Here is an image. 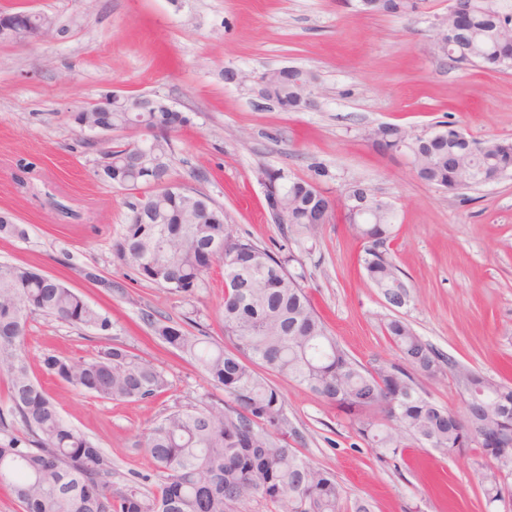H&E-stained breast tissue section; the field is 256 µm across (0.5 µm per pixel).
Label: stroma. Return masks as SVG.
<instances>
[{
    "mask_svg": "<svg viewBox=\"0 0 512 512\" xmlns=\"http://www.w3.org/2000/svg\"><path fill=\"white\" fill-rule=\"evenodd\" d=\"M33 9L63 26L41 41L0 40V212L27 230L0 237V263L62 279L112 319V337L39 314L22 341L32 370L43 354L89 359L113 341L163 368L170 387L146 402L103 400L42 378L64 419L112 458V482L154 466L139 441L171 410L223 397L189 357L153 339L143 313L177 321L223 343L224 266L214 263L189 294L141 281L113 257L136 194L97 176L107 142L83 133L73 112L107 94L157 93L188 116L171 135L177 184L223 207L237 235L273 253L292 252L302 286L332 336L365 366L395 363L384 331L399 318L458 367L512 383V171L450 192L421 183L400 157L376 151L369 132L393 124L430 134L453 126L484 141H512V69L453 67L436 53L448 0H424L411 18L360 13L356 0H0V11ZM298 66L318 77L319 106L285 112L224 83L221 72ZM313 182L339 197L361 182L391 203L398 231L388 252L409 284L391 308L365 278L363 243L343 221L316 239L282 235L270 216L260 168ZM324 175H316V168ZM124 284L107 295L83 271ZM417 382L439 406L463 414L456 370ZM271 381L285 427L302 435L300 456L333 471L345 502L371 512H512L487 503L478 446L445 454L407 441L404 455L371 448L350 418L304 385Z\"/></svg>",
    "mask_w": 512,
    "mask_h": 512,
    "instance_id": "35a3bbf8",
    "label": "stroma"
}]
</instances>
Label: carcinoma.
Instances as JSON below:
<instances>
[{
  "label": "carcinoma",
  "mask_w": 512,
  "mask_h": 512,
  "mask_svg": "<svg viewBox=\"0 0 512 512\" xmlns=\"http://www.w3.org/2000/svg\"><path fill=\"white\" fill-rule=\"evenodd\" d=\"M371 15L410 17L423 0H358ZM464 34L439 52L457 66L479 64L490 70L512 69V0H464ZM307 70L265 78L263 97L285 112L300 111L296 80ZM139 121L152 134L151 155L134 142L118 143L104 152L106 181L124 189L146 186L151 192L130 204L115 258L141 280L170 293L198 287L212 263H224L225 348L208 336L195 335L145 313L142 319L168 348L195 360L207 380L224 390V398L208 399L191 408H177L145 432L141 446L152 459L158 484L144 492L149 476L135 474L131 484L113 487L112 458L66 422L56 404L33 377L21 342L30 316L41 314L99 335H112V320L60 280L29 268L0 263V370L9 381L7 411H0V485L10 487L24 512H238L257 498L278 512H370L356 500L344 505L336 475L315 467L297 454V434L286 430L284 399L258 369L288 377L355 417L357 432L371 447L397 455L401 433L443 452L466 448L472 434L492 428L512 429V416L498 407H512V385L472 374L463 394L464 417L448 424V409L432 402L414 374L431 376L440 362L456 364L424 341L403 320L392 318L385 332L401 363L367 368L342 349L312 306L300 280L289 270L291 253L274 255L234 234L224 209L205 196L159 187L171 181L169 112L132 114L114 105L112 130ZM384 154L425 153L414 177L449 191L487 184L512 170V142H482L457 137L447 128L417 137L396 125H380L369 137ZM267 198L286 195V209L276 216L290 233L314 238L320 226L335 217L330 195L302 179L283 182L278 170L264 169ZM364 243L360 258L366 277L399 304L409 296L387 245L395 236V211L377 208L356 223L355 213L341 211ZM44 373L72 390L103 400L148 401L170 386L166 373L112 343L89 360L46 353ZM26 430L7 431L8 422ZM478 483L486 498L503 486L485 468Z\"/></svg>",
  "instance_id": "carcinoma-1"
}]
</instances>
